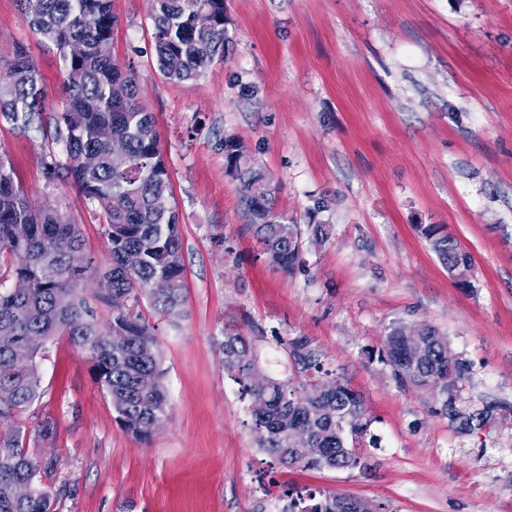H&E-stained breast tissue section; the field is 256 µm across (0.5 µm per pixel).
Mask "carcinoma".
<instances>
[{
  "mask_svg": "<svg viewBox=\"0 0 512 512\" xmlns=\"http://www.w3.org/2000/svg\"><path fill=\"white\" fill-rule=\"evenodd\" d=\"M33 31L51 42L63 61L65 98L58 111L44 115L46 88L27 50L15 48L0 76V117L26 132L49 135L61 151L42 159L46 184L74 185L98 208L104 223L110 262L99 272L95 297L108 305L122 297L126 306L112 311L101 328L79 290L83 272L70 266L82 250L79 225L52 206H39L20 185L12 162L0 154V279L22 277L29 288L16 294L0 290V420H19L40 396L38 348L27 337L66 336L93 361L97 384L118 414L123 429L147 440L168 416L159 352L140 310L147 302L160 315L180 311L184 298L183 242L165 156L153 116L139 97L136 73L113 58L117 18L112 0H19ZM151 42L161 75L171 82L199 78L213 63L224 61L227 41L224 0H154ZM126 84V98L112 96V86ZM125 143L127 157L112 156V141ZM229 172L240 183V203L260 253L278 268L292 272L302 265L301 226L278 211L266 175L253 168L233 136L217 142ZM88 156L92 167L84 165ZM422 236L463 286L473 264L455 238L436 224L418 225ZM123 338L119 348L111 336ZM426 349L416 363L405 362L406 342L399 327L384 337L381 359L404 389H431L441 411L454 405L455 381L468 372L465 362L448 358V344L424 328ZM298 379L267 378L260 390L252 382L257 370L254 347L234 331L224 333V373L249 397L252 429L259 446L290 469L353 470L362 466L364 448L378 447L371 432L374 418L364 398L331 375L318 350L305 336L280 339ZM453 420L464 429L495 420L488 408ZM297 431L305 443L294 448L288 436ZM46 429L38 427L40 438ZM26 426L0 434V512H57L56 495L43 480L53 461L26 451ZM28 483L33 495L20 500L14 486ZM284 512H346L347 497L316 490L285 491Z\"/></svg>",
  "mask_w": 512,
  "mask_h": 512,
  "instance_id": "1",
  "label": "carcinoma"
}]
</instances>
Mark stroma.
I'll return each mask as SVG.
<instances>
[{
  "label": "stroma",
  "instance_id": "35a3bbf8",
  "mask_svg": "<svg viewBox=\"0 0 512 512\" xmlns=\"http://www.w3.org/2000/svg\"><path fill=\"white\" fill-rule=\"evenodd\" d=\"M153 0H112V54L132 68L169 171L183 241L181 313L144 308L160 350L169 414L148 440L121 427L93 362L68 337L43 342L46 425L26 449L51 460L57 512H268L291 486L354 497L382 512H512V0H224L223 61L175 83L150 43ZM26 46L63 96L62 61L18 0H0V76ZM235 135L271 180L279 211L304 227L302 268L264 260L244 222L219 137ZM52 143L0 120L6 154L36 203L80 224L94 289L109 251L94 206L46 185ZM311 224L329 236L315 242ZM445 225L472 256L457 285L418 232ZM235 326L260 376L293 370L280 339L309 337L364 395L381 445L354 470L284 468L257 444L248 402L219 344ZM426 326L468 366L456 406L492 405L470 432L431 390H404L379 359L392 326Z\"/></svg>",
  "mask_w": 512,
  "mask_h": 512
}]
</instances>
